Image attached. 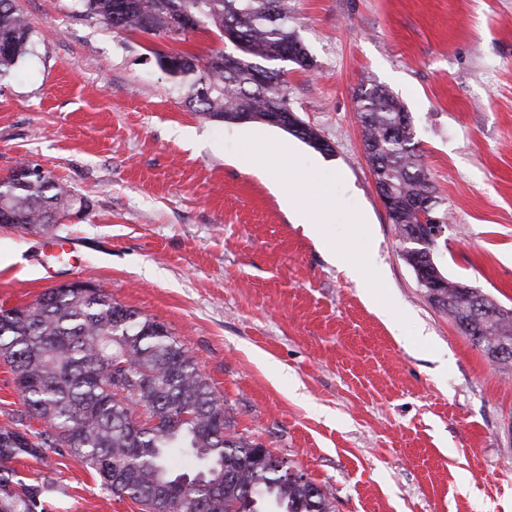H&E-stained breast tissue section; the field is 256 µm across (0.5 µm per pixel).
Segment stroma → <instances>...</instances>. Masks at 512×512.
<instances>
[{
    "instance_id": "1",
    "label": "stroma",
    "mask_w": 512,
    "mask_h": 512,
    "mask_svg": "<svg viewBox=\"0 0 512 512\" xmlns=\"http://www.w3.org/2000/svg\"><path fill=\"white\" fill-rule=\"evenodd\" d=\"M288 2L315 62L289 65L288 101L329 154L185 105L156 56L207 54L211 34L120 37L81 19L80 0H17L33 51L0 86V177L33 160L90 209L45 233L0 228V306L81 281L164 323L235 432L306 473L336 512H512V367L463 336L404 262L355 101L376 83L405 105L453 226L441 267L512 307V0ZM246 154L329 187L320 235ZM58 238L80 264L50 276ZM340 252L375 262L367 281ZM16 469L56 479L49 512H142L76 458Z\"/></svg>"
}]
</instances>
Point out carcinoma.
I'll use <instances>...</instances> for the list:
<instances>
[{"label": "carcinoma", "mask_w": 512, "mask_h": 512, "mask_svg": "<svg viewBox=\"0 0 512 512\" xmlns=\"http://www.w3.org/2000/svg\"><path fill=\"white\" fill-rule=\"evenodd\" d=\"M82 16L118 35L174 41L210 32L224 49L206 57L175 50L157 57L189 108L242 123L288 104L280 63L313 61L290 26L288 0H82ZM33 26L15 0H0V81L29 54ZM364 149L379 186L396 206L428 204L448 219L421 160L409 112L379 85L358 90ZM88 201L47 171L24 166L0 178V218L23 231H46ZM402 258L434 274L428 301L491 360L512 366V308L442 274L438 240L408 241L415 213L392 219ZM0 361L13 373L24 410L0 426V512H45L55 482H26L11 463L50 452L79 459L102 489L130 497L144 512H336L327 493L260 443L231 432L221 396L195 356L161 322L98 288H50L34 302L0 308ZM40 422L32 429L29 421ZM182 454L195 471L178 472Z\"/></svg>", "instance_id": "cac0c4a2"}]
</instances>
